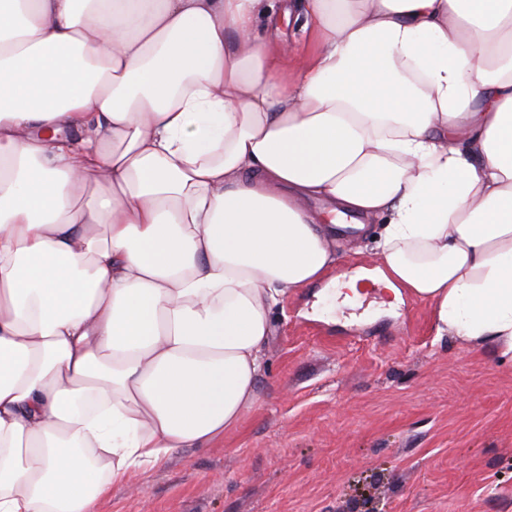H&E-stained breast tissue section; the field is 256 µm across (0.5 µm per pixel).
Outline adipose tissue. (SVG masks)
<instances>
[{
    "instance_id": "adipose-tissue-1",
    "label": "adipose tissue",
    "mask_w": 512,
    "mask_h": 512,
    "mask_svg": "<svg viewBox=\"0 0 512 512\" xmlns=\"http://www.w3.org/2000/svg\"><path fill=\"white\" fill-rule=\"evenodd\" d=\"M309 200L512 357V0H0V512L239 427L339 260Z\"/></svg>"
}]
</instances>
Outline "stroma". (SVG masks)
Instances as JSON below:
<instances>
[{"mask_svg": "<svg viewBox=\"0 0 512 512\" xmlns=\"http://www.w3.org/2000/svg\"><path fill=\"white\" fill-rule=\"evenodd\" d=\"M274 315L239 427L112 490L99 512H512V361L434 334L429 307Z\"/></svg>", "mask_w": 512, "mask_h": 512, "instance_id": "obj_1", "label": "stroma"}]
</instances>
